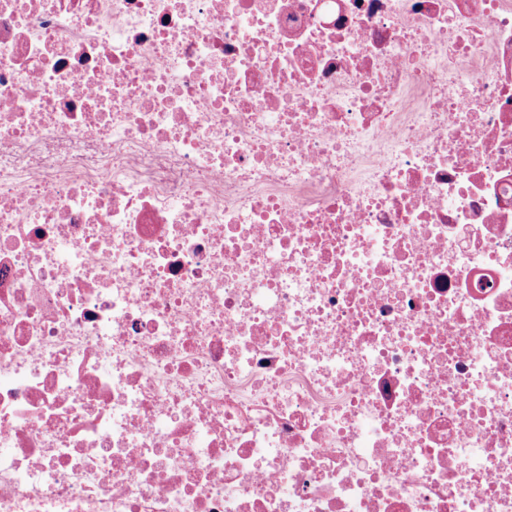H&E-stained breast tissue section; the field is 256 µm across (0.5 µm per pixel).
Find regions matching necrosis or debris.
Returning a JSON list of instances; mask_svg holds the SVG:
<instances>
[{
    "instance_id": "4bbe7bcc",
    "label": "necrosis or debris",
    "mask_w": 512,
    "mask_h": 512,
    "mask_svg": "<svg viewBox=\"0 0 512 512\" xmlns=\"http://www.w3.org/2000/svg\"><path fill=\"white\" fill-rule=\"evenodd\" d=\"M0 512H512V0H0Z\"/></svg>"
}]
</instances>
